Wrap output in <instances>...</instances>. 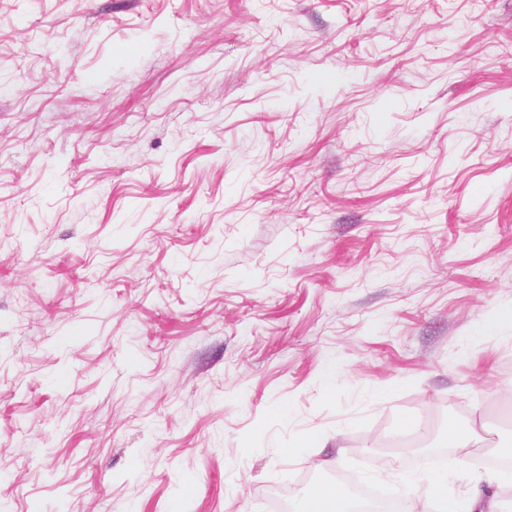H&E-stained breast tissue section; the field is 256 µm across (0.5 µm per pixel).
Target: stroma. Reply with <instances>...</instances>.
<instances>
[{
  "label": "stroma",
  "mask_w": 512,
  "mask_h": 512,
  "mask_svg": "<svg viewBox=\"0 0 512 512\" xmlns=\"http://www.w3.org/2000/svg\"><path fill=\"white\" fill-rule=\"evenodd\" d=\"M510 385L512 0H0V512H512L375 445ZM299 512H351L348 497L331 485H320L301 500Z\"/></svg>",
  "instance_id": "obj_1"
}]
</instances>
